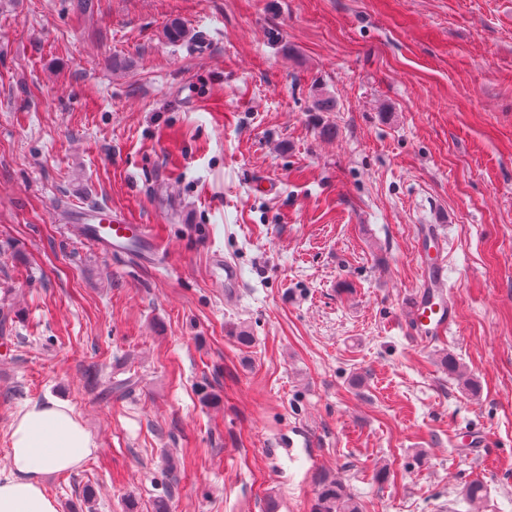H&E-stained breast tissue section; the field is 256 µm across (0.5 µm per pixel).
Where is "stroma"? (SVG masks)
Instances as JSON below:
<instances>
[{
  "mask_svg": "<svg viewBox=\"0 0 512 512\" xmlns=\"http://www.w3.org/2000/svg\"><path fill=\"white\" fill-rule=\"evenodd\" d=\"M96 207L152 261L80 236ZM47 397L96 444L60 512H314L323 476L361 512H512V0H0L1 471ZM428 281L425 288H442L443 284V266L436 260L429 258L428 262ZM424 290L420 292L412 301L410 314L412 324L415 329L425 336L432 339L434 336H443L454 321V312L449 305L443 301L432 300L430 302L424 296Z\"/></svg>",
  "mask_w": 512,
  "mask_h": 512,
  "instance_id": "obj_1",
  "label": "stroma"
}]
</instances>
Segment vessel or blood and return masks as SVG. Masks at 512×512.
Masks as SVG:
<instances>
[{
    "instance_id": "obj_1",
    "label": "vessel or blood",
    "mask_w": 512,
    "mask_h": 512,
    "mask_svg": "<svg viewBox=\"0 0 512 512\" xmlns=\"http://www.w3.org/2000/svg\"><path fill=\"white\" fill-rule=\"evenodd\" d=\"M80 221L88 225L90 240L104 252L126 253L134 249L145 253L153 248V241L144 225L130 223L125 217L112 215L109 211H84ZM410 314L416 330L428 338L444 335L454 321V312L449 304L427 300L421 294L412 301Z\"/></svg>"
}]
</instances>
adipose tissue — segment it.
I'll return each mask as SVG.
<instances>
[{
  "mask_svg": "<svg viewBox=\"0 0 512 512\" xmlns=\"http://www.w3.org/2000/svg\"><path fill=\"white\" fill-rule=\"evenodd\" d=\"M10 468L0 473V512H59L47 489L51 475L80 469L95 448L74 408L48 398L29 403L10 426Z\"/></svg>",
  "mask_w": 512,
  "mask_h": 512,
  "instance_id": "1",
  "label": "adipose tissue"
}]
</instances>
